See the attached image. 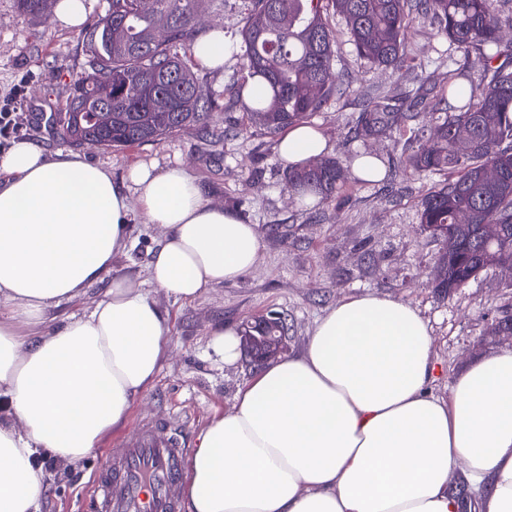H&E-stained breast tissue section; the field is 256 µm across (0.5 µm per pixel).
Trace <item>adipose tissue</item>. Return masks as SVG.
I'll list each match as a JSON object with an SVG mask.
<instances>
[{
	"label": "adipose tissue",
	"mask_w": 512,
	"mask_h": 512,
	"mask_svg": "<svg viewBox=\"0 0 512 512\" xmlns=\"http://www.w3.org/2000/svg\"><path fill=\"white\" fill-rule=\"evenodd\" d=\"M308 125L279 143L288 165L323 155ZM162 243L149 281L174 300L252 271L253 225L213 206L186 166L139 164L123 183L78 153L16 143L0 154V512H38L40 453L76 462L122 428L167 358L172 325L143 281L116 276L93 309L49 326L102 280L135 218ZM430 328L410 305L348 296L303 352L239 387L200 431L184 512H512V350L459 372L435 395Z\"/></svg>",
	"instance_id": "1"
}]
</instances>
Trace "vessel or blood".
Returning <instances> with one entry per match:
<instances>
[{
    "label": "vessel or blood",
    "instance_id": "b4317fda",
    "mask_svg": "<svg viewBox=\"0 0 512 512\" xmlns=\"http://www.w3.org/2000/svg\"><path fill=\"white\" fill-rule=\"evenodd\" d=\"M188 453L184 436L163 424L145 426L100 464L93 479L96 512H178L174 490Z\"/></svg>",
    "mask_w": 512,
    "mask_h": 512
}]
</instances>
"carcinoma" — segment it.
<instances>
[{
    "mask_svg": "<svg viewBox=\"0 0 512 512\" xmlns=\"http://www.w3.org/2000/svg\"><path fill=\"white\" fill-rule=\"evenodd\" d=\"M241 30L243 49L228 51L243 73L237 101L249 82L264 86L248 99V123L268 135L307 122L331 100L351 93L335 68V31L330 15L345 23L357 55L367 63L400 72L411 10L436 18L450 45L483 47L487 81L481 92L448 74V89L420 79L413 94L372 95L362 105L351 138L366 140L399 129L402 164L417 174H447L421 199L419 220L442 242L433 270L445 298L492 268L512 266V39L491 0H249ZM18 12L42 23L39 0H16ZM201 0H107L80 28L85 68L56 113L60 138L73 145L91 139L112 148L154 142L188 125L208 127L221 95L203 92L192 70L191 44ZM471 149L458 147L461 138ZM493 167L497 179L484 171ZM348 177L334 158L288 171V188L323 201L337 197ZM484 224L500 225L493 241ZM253 349L268 352L276 332L245 324Z\"/></svg>",
    "mask_w": 512,
    "mask_h": 512,
    "instance_id": "obj_1",
    "label": "carcinoma"
}]
</instances>
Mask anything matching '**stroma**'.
I'll use <instances>...</instances> for the list:
<instances>
[{
    "label": "stroma",
    "mask_w": 512,
    "mask_h": 512,
    "mask_svg": "<svg viewBox=\"0 0 512 512\" xmlns=\"http://www.w3.org/2000/svg\"><path fill=\"white\" fill-rule=\"evenodd\" d=\"M246 10L242 0H208L206 25L223 30L227 42H240ZM337 30L336 68L354 86L403 96L420 73L437 86L448 83L449 42L430 22L416 21L408 34L409 66L400 73L377 68L356 56ZM85 63L72 29L31 22L19 15L15 0H0V98L25 83L16 122L26 139L48 152H70L56 133L54 114ZM360 101H331L310 119L328 143V157L351 170L357 155L381 159L384 175L374 182H350L341 199L304 205L286 187L288 166L279 140L247 124L241 106L214 113L208 127L189 126L155 142L126 148L83 145L89 160L107 167L114 182L136 163L163 170L188 166L210 202L235 211L255 225L262 249L254 269L239 281L208 289L194 301H177L149 281L148 264L163 231L154 224L131 225L124 250L110 274L86 289L79 301L62 303L56 322L88 313L113 277L130 275L146 284L151 298L169 314V356L150 390L133 406L125 426L80 463L55 461L40 469L44 492L40 512H93L88 485L103 456L121 447L142 424L165 421L188 443H195L212 415L231 408L240 385L257 373L248 357L224 364L211 348L209 325L233 328L277 310L288 316V353L302 351L317 322L341 298L376 293L403 301L428 322L434 371L430 388L448 396L455 375L473 358L504 349L487 335L490 323L512 308V274L480 273L447 298H440L432 270L442 245L419 222V201L435 181L403 170L393 136L359 142L350 129Z\"/></svg>",
    "instance_id": "stroma-1"
}]
</instances>
